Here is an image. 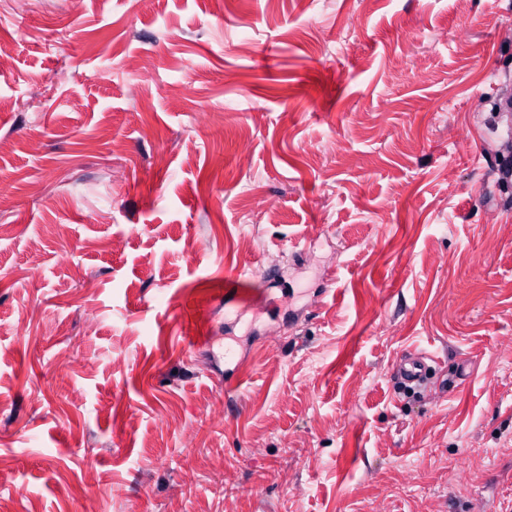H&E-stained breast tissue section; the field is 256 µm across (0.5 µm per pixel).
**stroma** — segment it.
<instances>
[{"label": "stroma", "instance_id": "obj_1", "mask_svg": "<svg viewBox=\"0 0 512 512\" xmlns=\"http://www.w3.org/2000/svg\"><path fill=\"white\" fill-rule=\"evenodd\" d=\"M1 50L0 512H512V0H0ZM438 365L435 356L417 348L408 349L394 361L391 379L398 387L419 389L427 385Z\"/></svg>", "mask_w": 512, "mask_h": 512}]
</instances>
